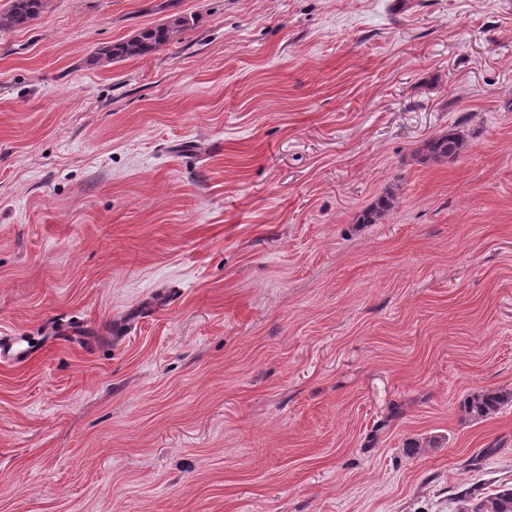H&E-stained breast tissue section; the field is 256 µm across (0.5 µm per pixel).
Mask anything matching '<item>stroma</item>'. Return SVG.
Here are the masks:
<instances>
[{
	"mask_svg": "<svg viewBox=\"0 0 512 512\" xmlns=\"http://www.w3.org/2000/svg\"><path fill=\"white\" fill-rule=\"evenodd\" d=\"M0 330V512L512 488V405L459 407L512 389V0H48L0 32ZM172 17L163 24L144 28L127 40L101 49L98 57L103 58L106 64H112L159 50L187 25L184 17ZM429 156L434 161L455 159L466 150V143L460 136H440L433 138L427 143ZM25 340L17 336L0 333V361L1 362H25L35 355L36 351L30 346H24ZM512 403V392L506 390L481 389L470 393L462 408L472 421L484 420Z\"/></svg>",
	"mask_w": 512,
	"mask_h": 512,
	"instance_id": "1",
	"label": "stroma"
}]
</instances>
